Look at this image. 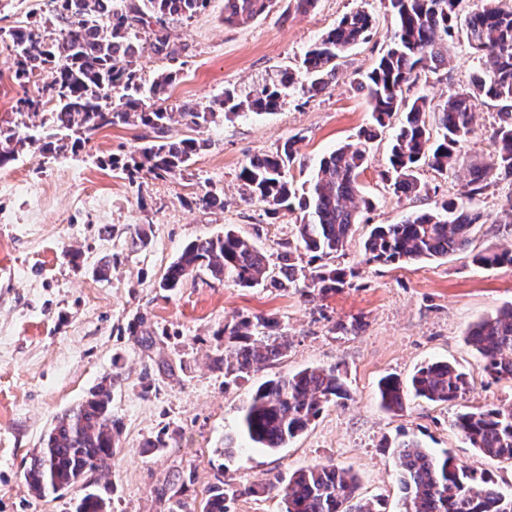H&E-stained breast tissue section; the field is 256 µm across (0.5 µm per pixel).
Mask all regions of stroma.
<instances>
[{"mask_svg":"<svg viewBox=\"0 0 512 512\" xmlns=\"http://www.w3.org/2000/svg\"><path fill=\"white\" fill-rule=\"evenodd\" d=\"M358 9L371 15L372 28L366 42L346 53L334 83L317 94L288 95L270 114L217 116L197 132L205 146L181 174L157 178L113 169L111 158L126 157L141 144L142 128L130 125L104 128L82 149L57 157L23 150L0 169V512H75L89 492L108 501L107 512H167L174 492L191 512H202L204 491L220 480L242 491L230 512H283L277 492H261V485L326 461L358 475L360 496L384 500L386 512H401L390 444L412 437L489 472L503 493H512V463L481 456L452 425L456 411L512 403V383L486 385L483 361L466 341L472 324L512 305V266L484 269L470 257L512 248V224L496 221L512 182L493 180L477 198L486 221L476 225L470 253L384 265L365 263L363 248L372 225L399 223L457 196L468 164L490 151L496 107L476 111V134L455 170L440 174L421 166L418 177L428 192L417 197L394 195L382 178L399 118L380 130L360 177L372 208L332 260L357 269L350 286L315 300L294 288H241L204 274L172 292L157 286L187 244L228 227L260 248L270 275H279V254L295 237V218L270 220L263 204L243 200L240 169L293 137L300 163L289 178L298 188L325 152L358 143L373 120L356 84L385 52L392 18L385 0H318L307 13L275 0L254 22L230 26L224 0H211L191 20L170 23L172 40L185 47L180 76L169 90L168 103L176 108L208 103L228 88L244 96L281 70L297 68L310 44ZM51 10L50 0H0V27L41 25ZM450 55L446 68L421 72L418 93L437 100L469 85L479 63L466 41H454ZM51 79L46 69L18 85L0 50V115L14 112L18 99L36 95ZM209 191L223 198V206L198 205ZM138 225L150 227V242L132 251L127 239ZM75 251L80 260H72ZM106 256L112 273L104 280L96 267ZM140 315L152 334L147 347L126 331ZM255 315L278 319L288 352L239 384L225 385L211 364L224 343L218 331ZM355 320L360 328H352ZM340 322L349 324L348 332L337 330ZM433 361L467 372L472 391L449 406L410 399L396 414L381 407L380 378L394 374L405 381ZM317 366L342 371L347 398L326 403L286 448L223 454L224 437L236 429L238 408L253 389L272 376ZM106 378L123 431L101 476L33 495L23 476L27 455L40 447L55 416Z\"/></svg>","mask_w":512,"mask_h":512,"instance_id":"stroma-1","label":"stroma"}]
</instances>
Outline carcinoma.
Here are the masks:
<instances>
[{"instance_id": "obj_1", "label": "carcinoma", "mask_w": 512, "mask_h": 512, "mask_svg": "<svg viewBox=\"0 0 512 512\" xmlns=\"http://www.w3.org/2000/svg\"><path fill=\"white\" fill-rule=\"evenodd\" d=\"M394 19L390 44L372 70L359 82L371 108L375 126L363 130L365 142L377 137L396 112L405 120L390 143L384 177L394 192L419 195L426 191L418 178L422 162L441 173L456 168L461 148L475 133L473 112L495 103L500 122L492 136L488 160L468 168L462 191L455 198L435 203L428 212L408 214L398 224L375 225L364 243L366 262L394 264L446 257L466 252L474 227L484 214L472 202L488 187L490 177L512 180V0H475L460 16L462 0H387ZM47 23L50 32L31 26L0 28V43L13 56L12 77L23 85L36 71L53 69L50 83L36 96L17 101V114L38 115L52 102V133L22 132L23 121L0 119V169L17 160L19 150L32 148L47 156L75 151L101 129L135 125L146 130L145 143L112 167L131 168L155 176L185 171L204 143L173 135L180 121L191 130L215 122L219 114H262L277 110L284 89L319 93L336 81L338 60L364 42L372 26L363 10L343 16L304 53L302 72L284 70L280 79L241 98L227 90L207 105L184 104L174 113L166 105L167 91L178 71L166 70L152 81L143 79L137 66L141 41H149L161 59L175 61L184 47L171 40L168 23L188 21L207 8L210 0H54ZM272 0H224V23L243 25L268 11ZM463 32L468 46L479 55L481 70L468 88L454 90L437 102L414 91L419 74L448 65L449 43ZM435 116L430 128L425 114ZM295 139L271 153L249 159L239 174L244 195L267 205L266 216L298 210L295 242L285 244L281 274L289 284L316 299L336 292L357 276L354 268L328 264L299 268L294 252L310 254V262L330 258L343 250L371 202L360 195L359 178L367 162L366 150L343 145L323 157L302 194L287 178L297 161ZM472 262L485 268L512 265V250L477 252ZM205 273L214 280L229 279L244 288L268 278L265 253L233 228L224 234L199 238L188 244L161 275L158 288L171 291L186 279ZM224 348L216 349L215 367L224 371V384L236 383L255 367L285 355L288 343L272 316H247L219 331ZM467 342L484 361L493 382L512 383V306L479 320ZM472 382L467 373L449 362L428 363L405 384L395 375L378 382L381 406L388 412L405 407L408 394L435 404H452L467 395ZM347 396L343 374L336 367L306 368L275 376L259 385L241 407L240 435L254 447L276 451L303 433L331 399ZM461 437L481 455L512 461V404L472 407L453 421ZM112 415V379L102 380L90 396L56 417L42 446L26 458L24 478L38 497L82 482L112 457L121 433ZM397 481L404 512H512V494L499 490L490 476L456 461L445 452L437 456L416 439L397 444ZM269 489L278 492L284 512H382L381 501L358 494L359 479L348 468L320 462L287 478L277 477ZM242 490L220 483L207 488L202 512H228L227 502ZM104 499L84 495L75 512H105Z\"/></svg>"}]
</instances>
